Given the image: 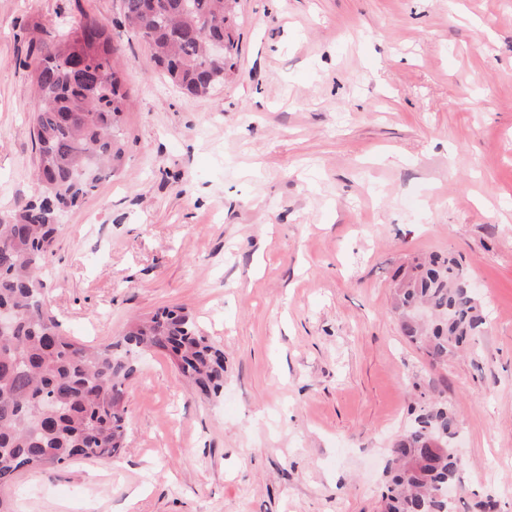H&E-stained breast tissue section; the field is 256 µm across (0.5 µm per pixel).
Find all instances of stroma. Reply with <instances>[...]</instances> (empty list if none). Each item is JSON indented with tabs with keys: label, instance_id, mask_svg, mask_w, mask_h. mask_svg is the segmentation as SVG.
<instances>
[{
	"label": "stroma",
	"instance_id": "35a3bbf8",
	"mask_svg": "<svg viewBox=\"0 0 512 512\" xmlns=\"http://www.w3.org/2000/svg\"><path fill=\"white\" fill-rule=\"evenodd\" d=\"M108 26L131 108L121 170L68 212L47 301L96 346L183 307L218 396L133 355L125 447L19 474L15 512H381L411 401H451L467 494L512 512V0H237L224 84L191 96L121 0H0V212L36 198L38 50ZM460 255L482 332L430 364L398 270Z\"/></svg>",
	"mask_w": 512,
	"mask_h": 512
}]
</instances>
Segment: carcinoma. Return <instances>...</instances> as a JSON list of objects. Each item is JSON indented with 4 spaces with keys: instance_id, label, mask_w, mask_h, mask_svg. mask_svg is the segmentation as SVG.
I'll return each instance as SVG.
<instances>
[{
    "instance_id": "cac0c4a2",
    "label": "carcinoma",
    "mask_w": 512,
    "mask_h": 512,
    "mask_svg": "<svg viewBox=\"0 0 512 512\" xmlns=\"http://www.w3.org/2000/svg\"><path fill=\"white\" fill-rule=\"evenodd\" d=\"M121 0L124 22L153 49L172 83L193 95L224 84V62L206 46L224 38L235 0ZM41 99L32 136L39 150L40 195L0 213V308L16 313L0 333V487L25 470L81 458H113L126 439L123 384L127 354L168 355L183 380L204 394L224 380V352L179 307H165L129 326L114 344L87 347L66 336L45 301L41 270L60 225L59 210L80 206L121 165L129 95L107 25L88 14L42 53L34 67ZM418 305L433 320L407 321ZM393 310L402 333L434 363L462 350L482 329L478 299L462 260L452 254L415 258L396 275ZM411 424L389 448L383 512H457L447 495L461 468L457 412L446 401L416 403Z\"/></svg>"
}]
</instances>
